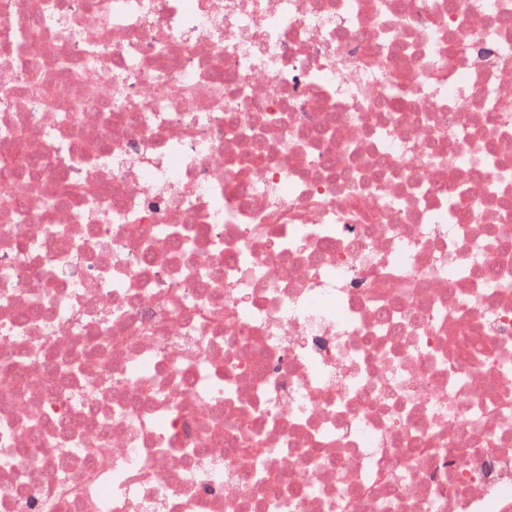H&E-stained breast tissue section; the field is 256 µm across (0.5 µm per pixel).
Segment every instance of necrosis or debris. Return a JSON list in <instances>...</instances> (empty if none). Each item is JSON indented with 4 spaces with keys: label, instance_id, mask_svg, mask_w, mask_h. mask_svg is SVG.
Returning a JSON list of instances; mask_svg holds the SVG:
<instances>
[{
    "label": "necrosis or debris",
    "instance_id": "obj_1",
    "mask_svg": "<svg viewBox=\"0 0 512 512\" xmlns=\"http://www.w3.org/2000/svg\"><path fill=\"white\" fill-rule=\"evenodd\" d=\"M512 0H0V512H512Z\"/></svg>",
    "mask_w": 512,
    "mask_h": 512
}]
</instances>
